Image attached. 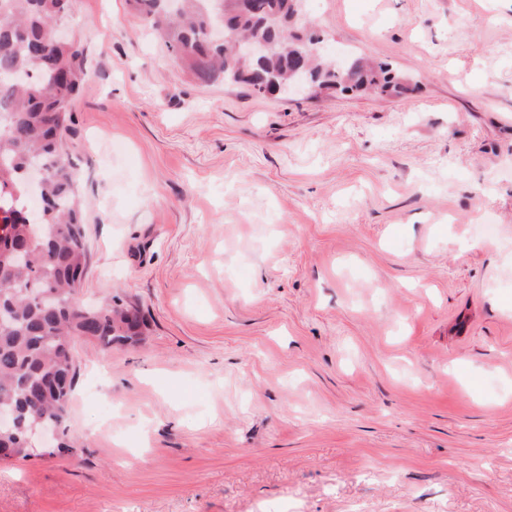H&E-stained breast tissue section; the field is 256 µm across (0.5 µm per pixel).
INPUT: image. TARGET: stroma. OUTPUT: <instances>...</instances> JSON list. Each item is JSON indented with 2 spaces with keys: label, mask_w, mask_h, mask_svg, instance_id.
<instances>
[{
  "label": "stroma",
  "mask_w": 512,
  "mask_h": 512,
  "mask_svg": "<svg viewBox=\"0 0 512 512\" xmlns=\"http://www.w3.org/2000/svg\"><path fill=\"white\" fill-rule=\"evenodd\" d=\"M303 9L418 88L204 86L78 0L79 297L146 325L75 340L68 445L0 459V512H512V0Z\"/></svg>",
  "instance_id": "35a3bbf8"
}]
</instances>
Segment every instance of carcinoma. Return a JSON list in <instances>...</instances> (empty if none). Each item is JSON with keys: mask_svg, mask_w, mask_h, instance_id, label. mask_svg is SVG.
I'll use <instances>...</instances> for the list:
<instances>
[{"mask_svg": "<svg viewBox=\"0 0 512 512\" xmlns=\"http://www.w3.org/2000/svg\"><path fill=\"white\" fill-rule=\"evenodd\" d=\"M130 2L201 85L232 82L257 93L265 74L291 80L293 64L302 58L317 87L387 95L405 90L404 74L385 63L357 58L340 73L312 55V27L286 23L299 0H175L172 13L157 0ZM62 10L61 0H0V214L11 225L10 234L0 235V408L18 418L17 429L0 430V447L10 443L22 459L29 457L27 429L66 423L75 338L94 340L109 352L141 335L143 326L138 314L122 307L77 304L87 253L66 136L85 64L77 42L52 40ZM219 24L228 38L267 43L268 53L260 60L236 56L230 43L214 39ZM35 165L49 174L33 213L26 205L25 172ZM28 237L34 240L30 255L13 261L11 244Z\"/></svg>", "mask_w": 512, "mask_h": 512, "instance_id": "carcinoma-1", "label": "carcinoma"}]
</instances>
